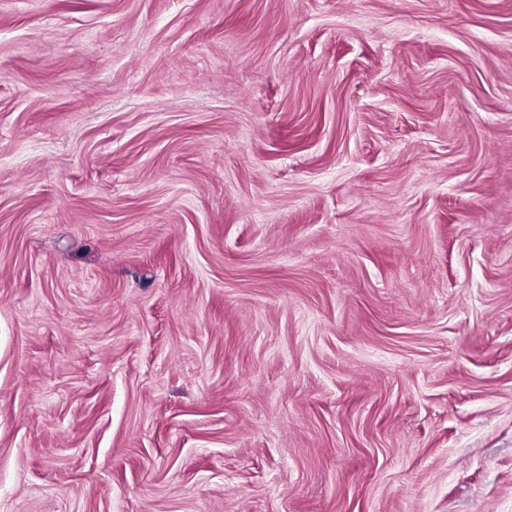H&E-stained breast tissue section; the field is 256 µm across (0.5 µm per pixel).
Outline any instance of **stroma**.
<instances>
[{
  "label": "stroma",
  "mask_w": 512,
  "mask_h": 512,
  "mask_svg": "<svg viewBox=\"0 0 512 512\" xmlns=\"http://www.w3.org/2000/svg\"><path fill=\"white\" fill-rule=\"evenodd\" d=\"M0 512H512V0H0Z\"/></svg>",
  "instance_id": "obj_1"
}]
</instances>
